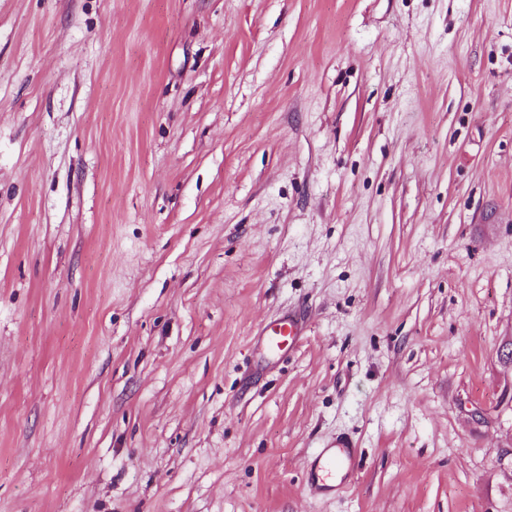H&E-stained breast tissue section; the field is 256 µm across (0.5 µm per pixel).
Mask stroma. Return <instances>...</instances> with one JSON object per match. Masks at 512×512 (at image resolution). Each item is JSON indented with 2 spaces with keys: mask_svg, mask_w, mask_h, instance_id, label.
<instances>
[{
  "mask_svg": "<svg viewBox=\"0 0 512 512\" xmlns=\"http://www.w3.org/2000/svg\"><path fill=\"white\" fill-rule=\"evenodd\" d=\"M508 341L512 0H0V512H512ZM305 328L306 321L302 317L288 314L276 323L262 328L260 345L271 354L278 353L284 345L297 343ZM354 448L353 442L345 437H336L321 448L308 466L309 484L314 494L332 491L347 483L355 467ZM337 476L340 477L338 484L328 483Z\"/></svg>",
  "mask_w": 512,
  "mask_h": 512,
  "instance_id": "35a3bbf8",
  "label": "stroma"
}]
</instances>
